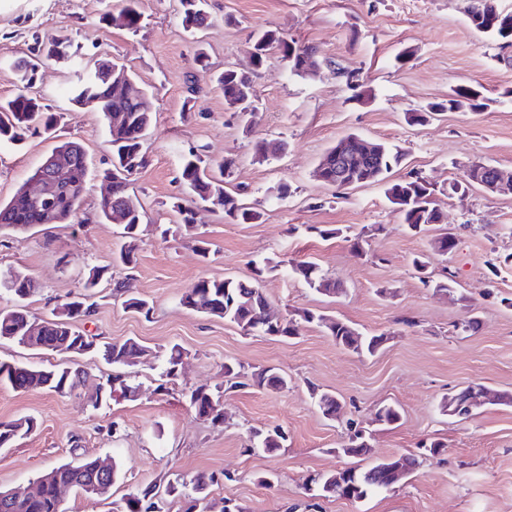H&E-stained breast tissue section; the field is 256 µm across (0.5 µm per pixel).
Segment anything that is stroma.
<instances>
[{
    "mask_svg": "<svg viewBox=\"0 0 512 512\" xmlns=\"http://www.w3.org/2000/svg\"><path fill=\"white\" fill-rule=\"evenodd\" d=\"M107 3L0 0V100L19 88L13 61L32 55L47 36L81 46L86 64L107 57L125 63L152 92L147 164L132 177L146 213L137 261L130 269L113 266L125 240L121 225L99 223L103 183L94 179L74 223L1 236L0 269L38 283L25 302L36 318L79 293L90 269H110L84 329L110 342L138 339L149 353L125 369L138 395L96 407L84 393L0 384V421L32 416L38 423L12 447L0 448V488L32 487L80 453L111 456L121 478L104 497L70 493L66 512H112L113 501L133 489L221 472L226 478L213 486V498L233 500L246 512H512V404L480 407L460 422L439 409L444 396L470 384L512 394V194L478 187L464 196L448 192L476 162L512 171V45L475 31L464 0H208L209 25L193 35L181 26L179 0H141L143 23L134 34L101 23ZM268 28L314 46L324 66L317 76L301 77L280 53L271 54L253 75L257 112L246 125L227 111L217 77L229 67L248 68L254 37ZM200 49L208 55L204 67L194 61ZM408 49L412 57L400 61ZM350 71L359 72L368 99L354 98L346 84ZM74 74L69 59L40 69L35 90L63 119L58 131L0 147V200L63 138L79 139L92 167H106V121L94 109L73 110ZM467 87L480 91V107L448 110L422 125L406 122L407 113ZM351 132L402 146L406 157L393 178L416 173L432 183L442 223L411 232L383 186L340 190L316 179L326 149ZM260 140L286 149L257 162ZM192 149L215 162L234 160L230 183L243 190V203L261 211L260 221L239 224L201 207L190 228L162 237V228L178 220L172 205L186 196L180 159ZM281 184L288 196L278 200ZM316 226L346 233L325 239L313 234ZM443 233L456 241L446 256L432 248ZM357 237L360 255L352 246ZM202 240L209 244L206 260L196 251ZM421 254L427 285L411 264ZM301 261L316 262L341 283V292L325 296L295 278L291 267ZM268 262L276 271L256 276V267ZM202 278L253 280L279 317L299 319L310 310L388 339L365 356L337 346L314 324L302 323L291 338L247 336L235 324L181 305L182 294ZM116 279L128 295L149 300V315L113 296ZM444 280L451 293L436 290ZM470 320L475 329H466ZM175 343L185 350L182 370L167 392L156 393L161 356ZM228 360L248 373L275 369L292 383L273 392L245 382L225 391L223 423L200 419L186 394L222 385ZM314 387L336 396L338 418L322 415L310 394ZM387 403L401 413L390 425L375 419ZM352 424L370 433L375 460L416 452L425 441H439L444 450L423 459L395 489L364 500L310 496L311 475L357 466L339 452ZM273 427L287 435L283 448L247 450L251 431ZM263 475L270 484L260 483Z\"/></svg>",
    "mask_w": 512,
    "mask_h": 512,
    "instance_id": "1",
    "label": "stroma"
}]
</instances>
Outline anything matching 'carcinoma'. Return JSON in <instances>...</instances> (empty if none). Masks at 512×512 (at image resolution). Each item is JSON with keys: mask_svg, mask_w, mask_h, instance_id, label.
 <instances>
[{"mask_svg": "<svg viewBox=\"0 0 512 512\" xmlns=\"http://www.w3.org/2000/svg\"><path fill=\"white\" fill-rule=\"evenodd\" d=\"M138 0H121L115 8H109L101 17L107 25L125 29L131 33L141 28L142 13L137 9ZM181 25L186 31L198 30L208 25L206 0H180ZM466 17L472 28L496 41L512 43V15L503 12L497 0H467ZM274 50L282 53L288 62V69L296 75H307L308 66L317 64L322 69L323 62L315 55L307 53V47L289 41L278 29H268L255 39V52L250 55V69H261ZM65 56L62 44L53 39L40 43L37 50L39 62L31 59L15 64L17 80L21 85L19 92L6 101H0V144H17L27 136L43 129L52 130L57 124L56 113L42 104L40 99L29 93L35 83L38 63H47ZM125 74V79L135 80L133 74L123 64L114 61L97 63L92 68L78 69V80L71 98L72 105L81 109L95 104L103 115L113 110L123 111L130 120L127 131L120 144H112L111 167L103 170V177L112 184V196L103 197L97 204V217L102 222H112L115 210L126 208L132 200L129 176L145 167L147 163L144 142L151 126L154 101L148 91L130 98L123 85L116 82L114 73ZM218 84L224 93L226 109L236 115L252 106L254 87L244 70L228 69L218 77ZM480 93L474 89L460 88L448 99V105L435 104L424 110L412 112L407 116L409 122L421 125L437 111L461 109L477 106ZM353 137L348 134L328 148L321 161L334 162L348 173V178L359 181L363 175L372 177L371 183L384 187V193L399 214L401 223L410 229L421 231L443 219L430 198L434 189L421 176L408 174L397 181L388 180V174L399 166L405 157L403 148L398 145L380 142L378 153L368 157L349 148L336 154V147ZM66 152L72 157V183L60 194L42 202H35L25 196L26 185L22 184L10 200L0 202V233L10 231L24 233L30 228L43 224H67L73 221L83 206V197L88 178L91 175L86 151L76 140L59 143L53 153ZM233 161L225 160L218 165L219 174L206 164L201 156L190 150L181 157L180 175L190 191L187 204L176 203L175 211L181 216V223L163 230V234H174L181 226L193 220V205L206 203L224 212V218L239 223H254L262 213L241 202L237 194L224 187V178L229 175ZM292 274L303 280L317 292L333 296L338 292L336 281L321 274L315 263L301 261L291 267ZM14 287L8 289L19 305L12 309L0 308V341H9L19 346L36 348L58 354L79 353L78 346L84 345L89 336L77 323L89 317L92 305L82 297L73 296L59 303L51 316L32 319L20 305V301L32 295L38 284L20 271L13 272ZM182 306L207 316L223 318L236 324L245 334L262 332L266 335L291 337L299 334V323L287 318L273 319L269 315L267 298L260 288L250 281L230 278H204L189 288L180 299ZM301 319L306 323H315L325 328L340 347L357 354L374 355L388 340L379 334L364 336L352 325L341 320L328 318L322 314L306 310ZM35 335V343L27 337ZM94 353L115 367L128 365L130 359L142 357L146 347L133 338L124 341H98ZM183 348L174 344L164 356V369L160 375L157 391L166 390V385L174 378L176 368L181 364ZM252 382L272 391L288 388V377L268 368L251 373ZM119 382V389H136V386L117 372L104 384L95 386L91 395L94 402L113 396V383ZM0 382L16 390L43 388L56 393L72 392L86 387L84 374L71 366L46 371L16 364L0 362ZM190 407L196 416L213 424L224 423V391L199 386L187 394ZM322 414L328 418L336 417L339 404L336 396L323 392L314 394ZM36 422L32 417L0 421V448H6L20 437L33 431ZM286 435L278 427L250 433V449H260L273 454L283 447ZM340 453L348 457H366L370 445L365 432L354 430L348 441L340 448ZM419 465L418 457L412 454L399 458L375 460L362 468H346L330 473L316 475L318 496L345 498L360 501L368 495L391 490L402 482ZM48 485L41 497L19 503L0 497V512H65L54 494L53 485H69L72 490L86 496L95 487V459L77 457L76 460L61 464L49 471ZM216 483L215 477L196 475L189 479L176 477L167 481L165 494L188 500L185 512H208L216 505L210 498V487ZM162 497L154 486L137 488L114 502L113 512H164Z\"/></svg>", "mask_w": 512, "mask_h": 512, "instance_id": "carcinoma-1", "label": "carcinoma"}]
</instances>
